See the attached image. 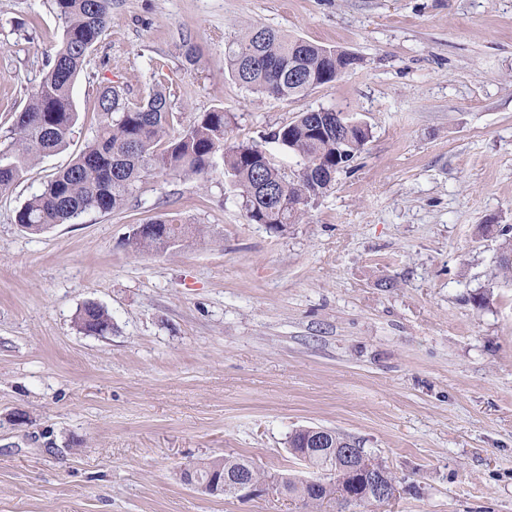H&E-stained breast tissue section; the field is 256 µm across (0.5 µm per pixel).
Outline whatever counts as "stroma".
<instances>
[{"instance_id":"35a3bbf8","label":"stroma","mask_w":512,"mask_h":512,"mask_svg":"<svg viewBox=\"0 0 512 512\" xmlns=\"http://www.w3.org/2000/svg\"><path fill=\"white\" fill-rule=\"evenodd\" d=\"M249 24L358 62L296 100L251 93L226 61ZM60 36L51 0H0V141ZM106 85L162 86L185 124L231 112L234 142L322 108L370 137L281 232L224 179L172 175L122 210L22 230ZM73 96L69 146L0 191V512H306L180 477L224 456L310 477L288 450L305 426L386 465L397 491L371 512H512V0H112ZM166 213L200 235L132 251ZM88 302L110 333L79 330Z\"/></svg>"}]
</instances>
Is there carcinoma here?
I'll return each mask as SVG.
<instances>
[{
    "mask_svg": "<svg viewBox=\"0 0 512 512\" xmlns=\"http://www.w3.org/2000/svg\"><path fill=\"white\" fill-rule=\"evenodd\" d=\"M54 11L62 23V38L51 66L18 112L10 141L0 147V191L20 182L41 158L69 145L78 121L73 87L111 20L112 0H54ZM227 64L229 75L242 87L290 100L337 81L356 58L338 57L334 48L250 24L229 46ZM98 108L103 121L92 139L25 201L16 215L21 227L38 234L90 210H120L151 176L219 174L234 186L249 223L280 231L303 220L306 207L361 153L369 138L368 127L361 125L351 130L348 142L340 143L335 127L319 121L320 111L307 110L269 132L261 143L231 144L230 113L215 109L183 126L161 89L130 102L120 87L106 85L99 91ZM270 143L300 158L296 174L286 175L274 158L265 156ZM187 240L180 220L166 215L134 234L129 247L166 253ZM77 325L87 335L103 336L112 331V318L94 306L78 314ZM329 435L336 465L356 458L370 473L384 472L355 442L334 431ZM246 463L224 457L196 470L204 476Z\"/></svg>",
    "mask_w": 512,
    "mask_h": 512,
    "instance_id": "carcinoma-1",
    "label": "carcinoma"
}]
</instances>
